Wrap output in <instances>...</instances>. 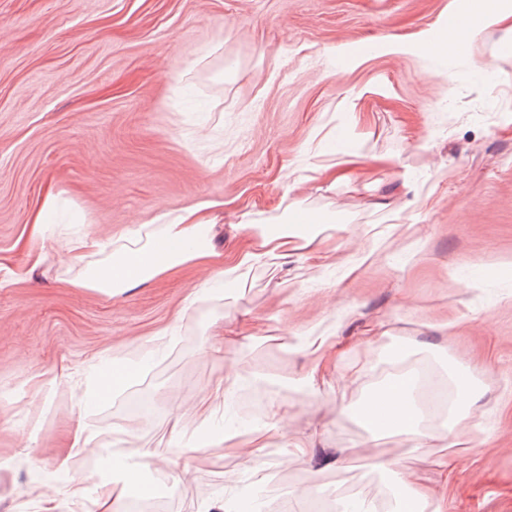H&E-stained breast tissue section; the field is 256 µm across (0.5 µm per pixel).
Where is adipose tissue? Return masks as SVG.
<instances>
[{"instance_id":"1","label":"adipose tissue","mask_w":512,"mask_h":512,"mask_svg":"<svg viewBox=\"0 0 512 512\" xmlns=\"http://www.w3.org/2000/svg\"><path fill=\"white\" fill-rule=\"evenodd\" d=\"M511 20L512 13L502 9L496 0H488L469 18L449 21L441 33L440 43L451 52L469 39L473 28H495ZM214 224V219L202 208L193 207L163 225L160 233H152L147 226H140L135 234L113 247L109 261L89 268L80 285L102 293H114L175 265L210 257V234ZM297 249L291 235L263 234L255 245L239 255L237 263L242 266L282 260ZM448 380L455 394L439 413L433 415L429 426L420 423L415 385L410 376L399 371L365 397L357 409V416L374 433L403 438L415 448H428L435 443L445 447L463 445L466 441L463 424L478 398V388L469 373L456 367L449 370ZM371 466L374 470L394 475L395 502L391 512H446V488H432L399 473L392 460L376 456Z\"/></svg>"}]
</instances>
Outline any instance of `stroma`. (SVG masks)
<instances>
[{
	"instance_id": "stroma-1",
	"label": "stroma",
	"mask_w": 512,
	"mask_h": 512,
	"mask_svg": "<svg viewBox=\"0 0 512 512\" xmlns=\"http://www.w3.org/2000/svg\"><path fill=\"white\" fill-rule=\"evenodd\" d=\"M475 6L0 0V512H130L133 494L159 492L168 512L256 493L282 510L312 481V500L336 512L342 498L390 496L372 450L435 484L440 449L373 437L355 415L370 365L397 349L406 369L444 378L454 363L481 382L448 512H512V30L425 47ZM348 156L358 180L318 177ZM401 175L411 192L396 190ZM50 188L58 205L32 234ZM292 199L314 215L317 243L237 267L223 298L190 303L259 232L305 233L288 222ZM197 205L219 217L223 263L112 297L76 286L100 257H75L68 241L108 246ZM311 336L348 350L316 399L298 385ZM113 366L125 376L104 386ZM230 368L277 385L241 435L270 431L277 413L283 431L251 463L208 445L242 390L209 422L200 401ZM310 436L344 449V468L318 473L287 452ZM130 444L154 459L110 468Z\"/></svg>"
}]
</instances>
